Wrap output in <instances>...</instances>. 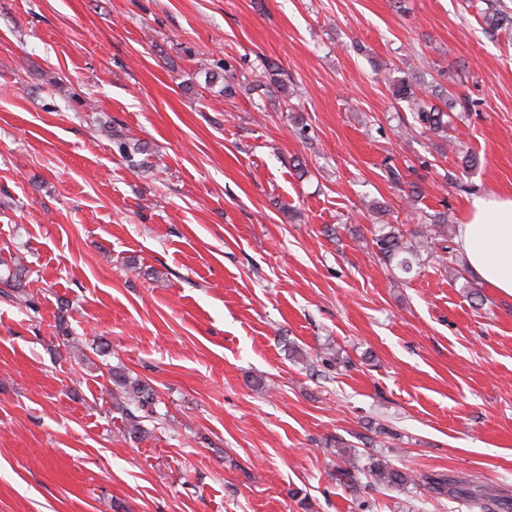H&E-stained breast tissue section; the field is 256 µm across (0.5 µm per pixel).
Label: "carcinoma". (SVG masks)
<instances>
[{
    "label": "carcinoma",
    "instance_id": "1",
    "mask_svg": "<svg viewBox=\"0 0 512 512\" xmlns=\"http://www.w3.org/2000/svg\"><path fill=\"white\" fill-rule=\"evenodd\" d=\"M482 21L485 30L493 34L512 28V13L491 6L482 15ZM263 74L269 84L279 88L283 94H288L282 69L277 64H264ZM394 93L396 97L413 105L415 109L413 124L415 126L441 140L444 146L461 154V163L464 166L473 167L478 164L477 155L463 151L461 144L457 143L456 137L453 135L455 131L454 111H471V103L468 99L449 93L443 99L444 107L425 105L417 98L414 83L405 79L394 84ZM446 241H448V217L444 213L433 216L430 223L421 225V228L410 235L408 239L405 238L399 227L388 223L381 225L372 239V243L378 249L384 263L404 274L411 273L414 267L420 264L423 254H432L436 244ZM112 379L127 396V403L123 406L127 418V434L133 438L145 434L142 426L143 415L153 413L154 390L140 380H131L118 373L112 374ZM337 455L345 463V466L338 467L337 477L339 481L347 484L354 480L353 471L357 470L352 449L342 446L337 451ZM369 476L374 484L391 489L415 482L411 473L397 468L388 460L381 459L371 463ZM426 485L437 494L446 493L448 488L452 487L457 496L469 500L473 506L483 512H512L511 495L506 493L497 499L485 500L480 497L477 486L469 480H454L448 478L446 474H438L426 477Z\"/></svg>",
    "mask_w": 512,
    "mask_h": 512
}]
</instances>
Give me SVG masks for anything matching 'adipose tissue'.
<instances>
[{
  "label": "adipose tissue",
  "mask_w": 512,
  "mask_h": 512,
  "mask_svg": "<svg viewBox=\"0 0 512 512\" xmlns=\"http://www.w3.org/2000/svg\"><path fill=\"white\" fill-rule=\"evenodd\" d=\"M457 242L472 270L499 294L512 296L511 195L472 197Z\"/></svg>",
  "instance_id": "1"
}]
</instances>
